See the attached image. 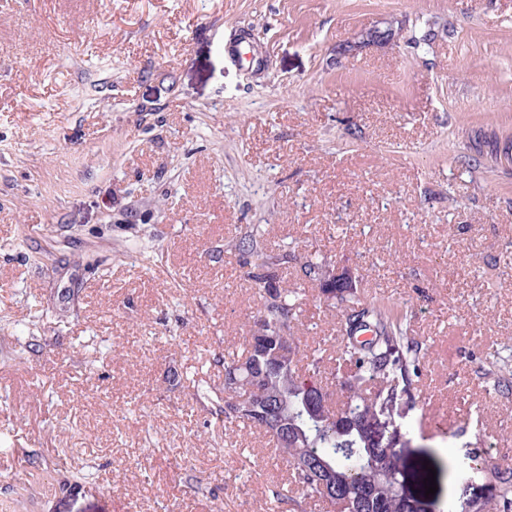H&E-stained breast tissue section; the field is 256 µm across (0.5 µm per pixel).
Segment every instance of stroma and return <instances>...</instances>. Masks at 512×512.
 Here are the masks:
<instances>
[{"mask_svg": "<svg viewBox=\"0 0 512 512\" xmlns=\"http://www.w3.org/2000/svg\"><path fill=\"white\" fill-rule=\"evenodd\" d=\"M393 41L357 47L359 32ZM429 44H417L424 32ZM512 0H12L0 11V512H327L215 414L262 308L235 242L293 260L302 346L403 309L423 347L405 490L512 464ZM58 463L92 478L60 492ZM430 466L437 491L414 477Z\"/></svg>", "mask_w": 512, "mask_h": 512, "instance_id": "stroma-1", "label": "stroma"}]
</instances>
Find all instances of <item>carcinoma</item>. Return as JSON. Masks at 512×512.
I'll return each instance as SVG.
<instances>
[{
	"mask_svg": "<svg viewBox=\"0 0 512 512\" xmlns=\"http://www.w3.org/2000/svg\"><path fill=\"white\" fill-rule=\"evenodd\" d=\"M242 256L257 260L251 278L263 292V311L257 329L246 344V355L224 361V374L238 371L253 401L273 406L275 418L286 434L264 430L275 455L286 459L291 470V494L304 500L329 502L332 512H415L403 491V457L389 451L392 420L416 409L420 394L421 345L411 337L403 312L356 299V282L322 288L344 304L340 313L342 341L336 350L344 409L323 416L321 406L310 402L318 390L331 399L333 384L323 380L321 350L309 354L307 367L298 368L299 345L291 330L297 320L296 292L281 287L272 270L288 264L290 255L267 254V248L249 231L235 244ZM224 385L215 400L224 421L255 427L245 408L236 406ZM483 474L488 496L476 510L468 501L448 505V512H512V466L488 469L470 467ZM60 491L74 489L88 477L82 471H61Z\"/></svg>",
	"mask_w": 512,
	"mask_h": 512,
	"instance_id": "carcinoma-1",
	"label": "carcinoma"
}]
</instances>
